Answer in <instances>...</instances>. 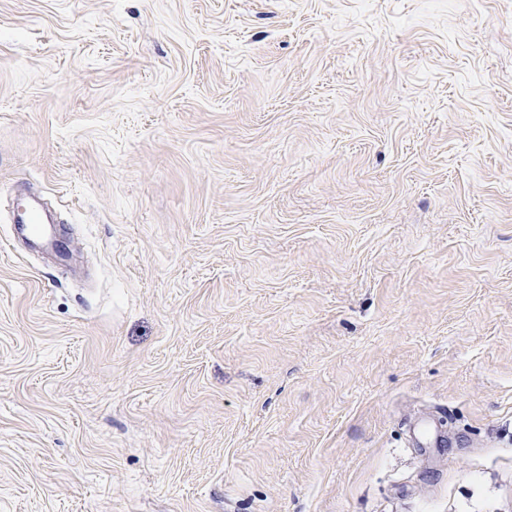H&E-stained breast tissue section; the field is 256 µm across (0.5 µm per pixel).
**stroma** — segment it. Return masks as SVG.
<instances>
[{
	"label": "stroma",
	"mask_w": 512,
	"mask_h": 512,
	"mask_svg": "<svg viewBox=\"0 0 512 512\" xmlns=\"http://www.w3.org/2000/svg\"><path fill=\"white\" fill-rule=\"evenodd\" d=\"M19 187L0 512H512V0H0Z\"/></svg>",
	"instance_id": "35a3bbf8"
}]
</instances>
